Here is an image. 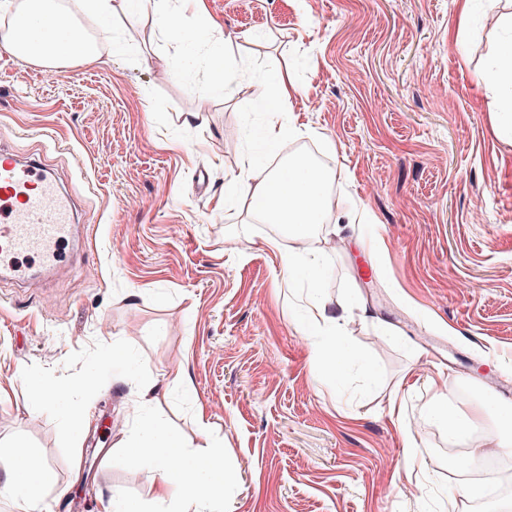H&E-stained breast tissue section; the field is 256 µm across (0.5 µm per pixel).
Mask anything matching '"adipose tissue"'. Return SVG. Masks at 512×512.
Listing matches in <instances>:
<instances>
[{
  "instance_id": "1",
  "label": "adipose tissue",
  "mask_w": 512,
  "mask_h": 512,
  "mask_svg": "<svg viewBox=\"0 0 512 512\" xmlns=\"http://www.w3.org/2000/svg\"><path fill=\"white\" fill-rule=\"evenodd\" d=\"M0 10L12 14L8 31L0 36V50L22 64L74 61L95 65L101 61V43L111 39L110 28L104 26L95 40H87L72 22L61 33L32 38L30 25L34 19L59 14L56 0H0ZM480 80L507 97L505 110L496 115V130L512 136V40L496 48L494 62L481 74ZM249 177L254 182L255 213L268 223L288 225L296 234H305L309 228L321 223L324 213L332 205L327 192V176L303 162L291 160L278 173L253 171ZM309 320L315 326L326 325L324 343L331 351V363L336 372H343L355 362L365 363L363 354L340 342L336 320L327 316L325 308L312 305ZM489 415L499 427H512V407L495 406L484 400L470 413L452 410L445 414L449 438H467L477 422ZM198 424L199 440L194 452L184 453L182 440L160 429L151 419L145 422L146 437L135 445L137 463L151 468L155 474L156 500L175 502L178 512H206L208 503L219 496L223 486L221 460L211 449L206 417H199ZM182 453L187 456L186 465L178 470L169 469L165 464L167 457ZM4 474L0 489L13 498L19 512H43L36 489L48 480L49 471L41 458L24 444H15Z\"/></svg>"
}]
</instances>
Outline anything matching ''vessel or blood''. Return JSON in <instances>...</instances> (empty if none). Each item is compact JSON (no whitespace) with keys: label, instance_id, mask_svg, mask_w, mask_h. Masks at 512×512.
I'll list each match as a JSON object with an SVG mask.
<instances>
[{"label":"vessel or blood","instance_id":"1","mask_svg":"<svg viewBox=\"0 0 512 512\" xmlns=\"http://www.w3.org/2000/svg\"><path fill=\"white\" fill-rule=\"evenodd\" d=\"M79 238L53 169L0 149V278L31 282L53 272Z\"/></svg>","mask_w":512,"mask_h":512}]
</instances>
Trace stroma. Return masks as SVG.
Listing matches in <instances>:
<instances>
[{
  "instance_id": "35a3bbf8",
  "label": "stroma",
  "mask_w": 512,
  "mask_h": 512,
  "mask_svg": "<svg viewBox=\"0 0 512 512\" xmlns=\"http://www.w3.org/2000/svg\"><path fill=\"white\" fill-rule=\"evenodd\" d=\"M205 7L117 0L128 45L103 44L99 67L0 56V145L64 173L84 227L68 268L0 283V465L19 442L42 457L51 512H98L116 493L175 512L132 445L145 414L197 440L200 403L226 471L214 512H502L512 453L494 420L452 442L438 415L512 406V138L478 81L512 30L488 0L468 21L458 0ZM284 70L298 94L257 106ZM288 124L301 135L263 141ZM310 148L332 175L305 239L311 283L281 275L292 236L261 228L242 176ZM316 300L345 314L367 365L327 364ZM179 366L191 393L164 382ZM32 375L74 389L82 437L55 403L34 405ZM138 380L157 383L149 407ZM469 484L482 493L465 501Z\"/></svg>"
}]
</instances>
